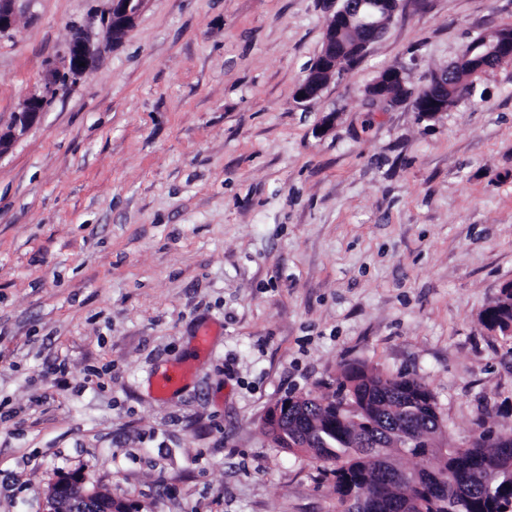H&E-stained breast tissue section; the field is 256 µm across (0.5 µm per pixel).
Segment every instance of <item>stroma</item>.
Instances as JSON below:
<instances>
[{"instance_id": "1", "label": "stroma", "mask_w": 512, "mask_h": 512, "mask_svg": "<svg viewBox=\"0 0 512 512\" xmlns=\"http://www.w3.org/2000/svg\"><path fill=\"white\" fill-rule=\"evenodd\" d=\"M107 0H16L0 130ZM324 0H146L0 156V512L63 474L136 512H336L327 463L267 409L345 363L434 392L449 436L512 429V64L432 120L414 89L512 27V0H401L364 56L296 104ZM176 371L180 382L159 392ZM486 309L491 310L499 325V331L505 335V330L512 329V294L502 292Z\"/></svg>"}]
</instances>
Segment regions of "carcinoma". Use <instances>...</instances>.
I'll list each match as a JSON object with an SVG mask.
<instances>
[{"mask_svg": "<svg viewBox=\"0 0 512 512\" xmlns=\"http://www.w3.org/2000/svg\"><path fill=\"white\" fill-rule=\"evenodd\" d=\"M470 97L468 72L448 78V105ZM499 331L512 328V294L488 306ZM332 395L301 398L298 409L270 420L282 447L332 464L338 512L365 496L364 512H505L512 506V430L465 443L445 441L437 404L424 382L347 363ZM377 428L362 436L363 422ZM403 456L428 464L411 470Z\"/></svg>", "mask_w": 512, "mask_h": 512, "instance_id": "1", "label": "carcinoma"}]
</instances>
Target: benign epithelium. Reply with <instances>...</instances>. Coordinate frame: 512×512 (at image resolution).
<instances>
[{
	"label": "benign epithelium",
	"mask_w": 512,
	"mask_h": 512,
	"mask_svg": "<svg viewBox=\"0 0 512 512\" xmlns=\"http://www.w3.org/2000/svg\"><path fill=\"white\" fill-rule=\"evenodd\" d=\"M109 7L99 17L105 30L107 42L112 45L122 43L133 28L136 17L146 0H108ZM327 25L323 47L306 77L297 85L294 100L305 103L315 99L325 88L324 77L336 74V61L348 55L358 59L366 52L370 42L379 39L394 16L399 0H328ZM15 0H0V34L11 32L15 27ZM358 28L364 31L369 40L348 47L343 42L344 33ZM101 52V44L95 40L93 23L79 25L70 39L65 53L68 76L77 80L85 76L93 67ZM474 49L466 47L458 63L473 60L471 77H481L486 71L504 63H512V39L502 37L488 44L486 52L471 58ZM46 94L30 96L22 104L20 112L14 116L10 129L0 132V156L5 154L14 140L24 134L39 118L47 101V95L56 89L60 75L54 67H49L43 77ZM399 86L400 97L387 92V88ZM426 92H414L410 88L408 72L392 68L382 72L367 90L368 97L397 105L407 100L422 99L421 113L432 119L447 111L444 95L448 91V72L432 75L425 86ZM132 512L131 506L112 497L99 488H88L77 474L60 477L46 492L43 512Z\"/></svg>",
	"instance_id": "7a95c632"
}]
</instances>
